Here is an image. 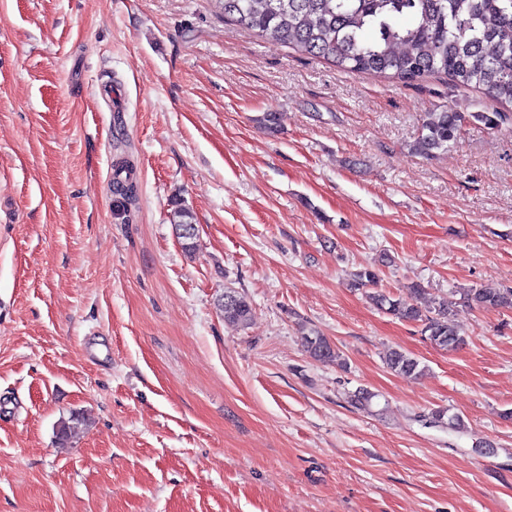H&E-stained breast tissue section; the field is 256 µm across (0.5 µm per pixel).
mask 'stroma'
I'll list each match as a JSON object with an SVG mask.
<instances>
[{
	"label": "stroma",
	"mask_w": 512,
	"mask_h": 512,
	"mask_svg": "<svg viewBox=\"0 0 512 512\" xmlns=\"http://www.w3.org/2000/svg\"><path fill=\"white\" fill-rule=\"evenodd\" d=\"M444 109L457 142L412 154ZM500 109L344 73L220 0H0V512H512V310L466 299L512 286V115L474 118ZM372 264L376 291L448 297L464 346L350 288ZM397 347L423 376L387 368ZM124 172V173H123ZM137 175L133 167L126 161L115 166L112 177V192L124 203L132 204L137 196ZM177 220L174 222L178 234L181 239L183 249L188 254H193L197 248V229L193 224V216L188 209L179 208L175 211ZM221 309L225 321L241 325L249 321L252 312L249 301L243 295L231 289L224 292ZM302 343L306 351L319 361L334 362L339 357L337 349L330 340L314 330L303 333Z\"/></svg>",
	"instance_id": "1"
}]
</instances>
